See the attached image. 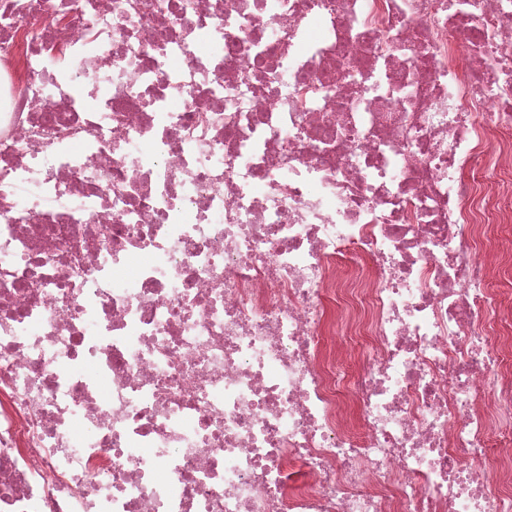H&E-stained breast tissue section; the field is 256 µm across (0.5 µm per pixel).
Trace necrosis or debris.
Segmentation results:
<instances>
[{"label":"necrosis or debris","instance_id":"necrosis-or-debris-1","mask_svg":"<svg viewBox=\"0 0 512 512\" xmlns=\"http://www.w3.org/2000/svg\"><path fill=\"white\" fill-rule=\"evenodd\" d=\"M506 236L512 0H0V512H512Z\"/></svg>","mask_w":512,"mask_h":512}]
</instances>
